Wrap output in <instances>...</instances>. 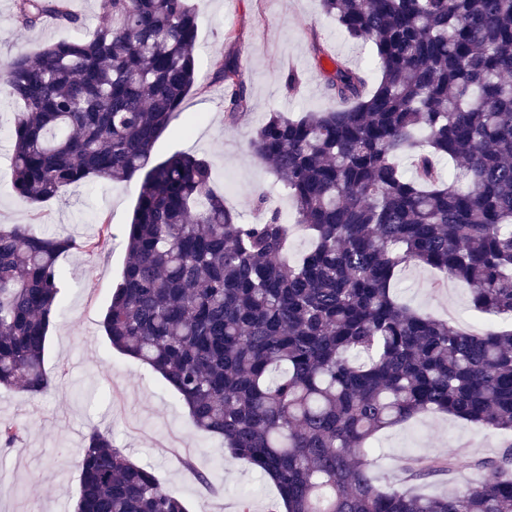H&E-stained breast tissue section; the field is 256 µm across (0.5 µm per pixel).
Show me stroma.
Instances as JSON below:
<instances>
[{
	"mask_svg": "<svg viewBox=\"0 0 512 512\" xmlns=\"http://www.w3.org/2000/svg\"><path fill=\"white\" fill-rule=\"evenodd\" d=\"M66 5L80 16L81 26L50 20L26 28L11 20L15 0H0V66L96 25L98 0H67ZM192 5L198 19L197 85L184 111L156 141L153 157L160 161L180 151L210 160L215 188L224 190L227 205L243 223L262 221L253 205L259 193L285 223H294L295 208L287 190L252 156L249 140L270 113L292 118L331 106L311 57L312 38L324 43L329 57L362 67L372 86L380 78L371 65L373 51L348 39L323 14L320 0H192ZM228 59L235 62L247 87L242 114L233 123L225 117L227 96L215 78L217 65ZM289 71L300 79V90L293 96L281 84ZM16 109L15 102L0 93V225L27 224L39 234L85 241L97 236L105 223L111 237L104 249H74L59 259L66 276L47 338L49 391L32 396L0 386V421L25 429L19 445L0 451V512H71L79 492L84 439L94 427L109 433L115 447L151 467L164 486L181 494L190 512H238L245 496L251 512H273L279 499L274 485L233 460L222 438L194 433L178 394L150 367L113 350L105 336L101 321L127 259L126 233L138 182L72 186L40 205L22 200L10 184L9 130ZM396 291L406 305L439 318L462 310L472 328L481 329L485 322L472 311L469 290L444 283L437 271L407 268L397 278ZM503 451L500 436L453 416L428 412L376 436L374 476L380 486H403L411 459L451 453L456 458L454 471L417 487L425 495H448L480 479L478 461L498 458ZM198 471L210 474L211 484L198 482Z\"/></svg>",
	"mask_w": 512,
	"mask_h": 512,
	"instance_id": "obj_1",
	"label": "stroma"
}]
</instances>
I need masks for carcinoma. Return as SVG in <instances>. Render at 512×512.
Returning <instances> with one entry per match:
<instances>
[{"mask_svg":"<svg viewBox=\"0 0 512 512\" xmlns=\"http://www.w3.org/2000/svg\"><path fill=\"white\" fill-rule=\"evenodd\" d=\"M86 34L18 55L3 76L20 103L14 192L40 204L93 179L141 178L128 258L102 326L112 348L182 398L193 429L275 481L283 512H512V328L467 331L394 294L401 268L429 267L512 320V0H321L380 81L340 59L320 67L336 105L274 113L250 152L290 193L313 246L288 258L278 212L258 224L211 188L212 164L157 139L194 87L188 0H99ZM80 18L55 0H16L34 28ZM216 79L227 119L246 101L237 68ZM455 165L443 168L440 162ZM69 235L0 226V385L48 391L47 335ZM446 413L500 435L491 472L452 496L379 489L380 431ZM24 428L0 422V445ZM453 457L419 460L421 481ZM75 512H189L98 429L85 437Z\"/></svg>","mask_w":512,"mask_h":512,"instance_id":"carcinoma-1","label":"carcinoma"}]
</instances>
